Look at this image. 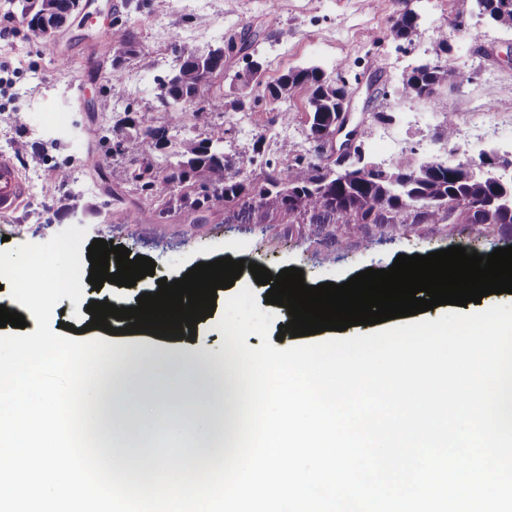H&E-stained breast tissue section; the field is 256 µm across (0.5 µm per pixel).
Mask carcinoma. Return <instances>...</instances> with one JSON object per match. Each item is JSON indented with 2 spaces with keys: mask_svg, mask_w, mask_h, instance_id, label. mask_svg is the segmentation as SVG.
<instances>
[{
  "mask_svg": "<svg viewBox=\"0 0 512 512\" xmlns=\"http://www.w3.org/2000/svg\"><path fill=\"white\" fill-rule=\"evenodd\" d=\"M21 15L32 32L62 25L77 9L79 0H19ZM479 15L489 23L512 28V0H475ZM418 14L401 9L392 19L388 37L408 40L418 27ZM106 39L117 71L132 56L144 51L134 31L117 21ZM254 41L243 40L246 70L234 80L243 90L254 93L253 103L273 104L297 89L309 92V132L327 126L342 109L349 89L339 78L327 75L317 66L291 68L274 82L263 80V63L250 53ZM178 67L158 79V98L163 106L185 105L197 116L221 115L224 101L210 95L213 80L224 74L228 46L198 47L175 44ZM470 76L443 61L421 65L401 82L398 93L408 99L437 102L440 88L459 86ZM135 129L132 136L117 130L101 129L99 142L113 157H130L133 168H112V182L130 183L150 202L129 213L130 224H158L171 214L186 212L193 222L206 220V213L224 204L226 224H470L477 231L512 228V181L499 182L488 167L476 174L445 162L414 164L401 159L379 169H355L360 183L343 189L327 166L305 154H295L283 144L281 153L288 164L263 158L256 168L244 174L224 155V129L199 141L187 140L173 147L170 125H158L148 112H135L126 118ZM171 149L174 160L159 170L152 153ZM456 201L457 206L448 205Z\"/></svg>",
  "mask_w": 512,
  "mask_h": 512,
  "instance_id": "carcinoma-1",
  "label": "carcinoma"
}]
</instances>
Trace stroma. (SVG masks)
<instances>
[{"label": "stroma", "mask_w": 512, "mask_h": 512, "mask_svg": "<svg viewBox=\"0 0 512 512\" xmlns=\"http://www.w3.org/2000/svg\"><path fill=\"white\" fill-rule=\"evenodd\" d=\"M411 7L420 16L419 25L410 41L399 44L385 37L398 0H148L139 10L126 0H87L89 21H69L46 40L23 23L18 0H0V21L8 23L0 29V104L8 107L0 114V143L26 142L25 151L11 159L22 175L35 178L39 193L34 208L0 211V250L44 243L78 225L87 229L89 239L125 246L156 264L154 275L132 287L107 282L96 291L84 285L81 305L62 299L53 324L82 328L91 320V301L133 306L159 279L183 276L198 263L224 257L263 265L274 274L296 267L306 284L315 286L340 284L369 268H389L401 254L425 255L471 243L486 255L512 245V232L476 238L461 224H409L397 231L384 224L359 231L344 224H228L220 206L204 224L182 215L163 224H130L127 212L144 205V198L128 185L114 195L105 190L103 176L110 173L112 159L98 146V128L119 124L131 111L168 122L157 80L177 64L173 41L216 47L247 28L259 36L266 80L297 66L317 65L330 74L344 63L352 122L375 162L390 165L413 152L457 164L477 159L484 150H511L512 29L479 18L474 0H413ZM115 18L127 21L144 47L117 71L106 44L96 43L90 55L82 49ZM443 36L450 46L448 61L471 73V82L440 89L435 104L401 98L397 89L404 75L436 60ZM116 80L122 85L117 95L112 92ZM211 91L224 99L223 118L207 121L185 108L174 130L177 140H200L213 126L223 125L224 153L246 173L252 169L255 143H262L273 159L284 140L295 149L308 148L305 90L282 103L249 102L241 108L235 105L241 93L229 81L216 79ZM285 112L292 116L287 124L281 119ZM450 119L459 130L452 145L438 137ZM70 171L80 176L81 186L68 185ZM218 320L214 314L197 322L191 339L125 334L116 318L110 331L93 329L86 336L117 348L146 344L163 359L175 351H192L200 342L220 355L225 344Z\"/></svg>", "instance_id": "1"}]
</instances>
